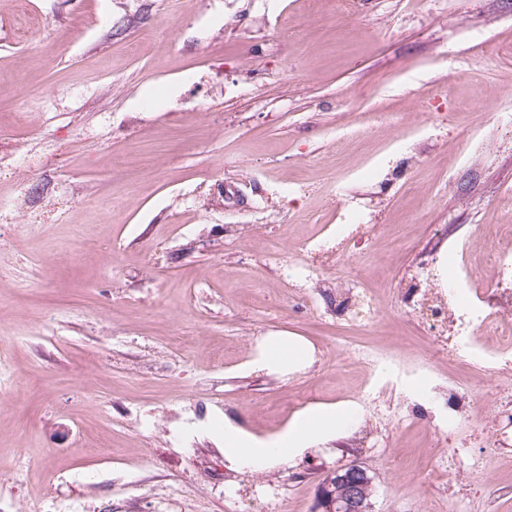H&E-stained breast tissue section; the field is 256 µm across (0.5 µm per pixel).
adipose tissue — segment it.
<instances>
[{
  "mask_svg": "<svg viewBox=\"0 0 512 512\" xmlns=\"http://www.w3.org/2000/svg\"><path fill=\"white\" fill-rule=\"evenodd\" d=\"M310 357L309 346L294 336L266 337L252 361L257 370L288 372L304 365ZM350 419L348 410L323 408L293 422L269 439H259L232 423L224 425V459L235 469H258L270 463L288 460L308 443L335 433Z\"/></svg>",
  "mask_w": 512,
  "mask_h": 512,
  "instance_id": "obj_1",
  "label": "adipose tissue"
}]
</instances>
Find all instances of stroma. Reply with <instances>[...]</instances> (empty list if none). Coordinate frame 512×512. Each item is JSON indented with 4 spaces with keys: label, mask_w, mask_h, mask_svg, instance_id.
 Returning a JSON list of instances; mask_svg holds the SVG:
<instances>
[{
    "label": "stroma",
    "mask_w": 512,
    "mask_h": 512,
    "mask_svg": "<svg viewBox=\"0 0 512 512\" xmlns=\"http://www.w3.org/2000/svg\"><path fill=\"white\" fill-rule=\"evenodd\" d=\"M0 200V512H512V369L406 305L512 247V0H0ZM309 357V346L295 336H266L252 361V367L287 373L304 365ZM344 408H323L293 422L269 439H259L225 420L224 459L231 468L258 469L270 463L287 461L298 449L326 435L336 433L350 420ZM373 477L356 461L327 473L318 490L316 512H369Z\"/></svg>",
    "instance_id": "1"
}]
</instances>
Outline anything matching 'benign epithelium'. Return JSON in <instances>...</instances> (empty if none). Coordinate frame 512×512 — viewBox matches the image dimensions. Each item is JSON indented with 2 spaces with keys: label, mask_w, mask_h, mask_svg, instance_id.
<instances>
[{
  "label": "benign epithelium",
  "mask_w": 512,
  "mask_h": 512,
  "mask_svg": "<svg viewBox=\"0 0 512 512\" xmlns=\"http://www.w3.org/2000/svg\"><path fill=\"white\" fill-rule=\"evenodd\" d=\"M373 477L356 461L327 473L318 490L316 512H370Z\"/></svg>",
  "instance_id": "7a95c632"
}]
</instances>
